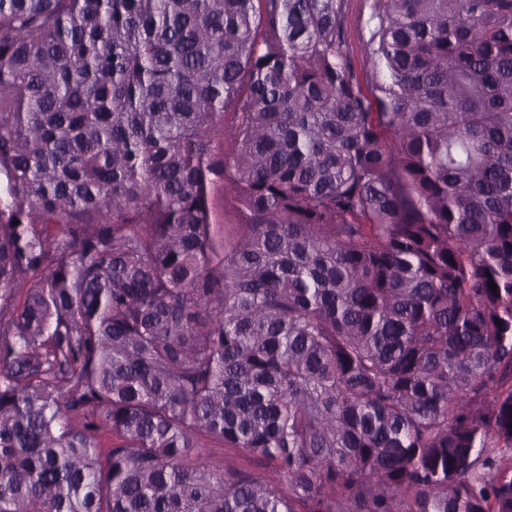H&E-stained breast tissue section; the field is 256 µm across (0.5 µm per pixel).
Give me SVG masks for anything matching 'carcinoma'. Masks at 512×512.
<instances>
[{
  "label": "carcinoma",
  "mask_w": 512,
  "mask_h": 512,
  "mask_svg": "<svg viewBox=\"0 0 512 512\" xmlns=\"http://www.w3.org/2000/svg\"><path fill=\"white\" fill-rule=\"evenodd\" d=\"M343 19L0 0V512H512V0ZM347 1L344 30L346 31L347 42L353 47L354 55L352 61L357 71L361 67H369L368 59L362 58V38L368 35L367 20L371 13L374 0H345Z\"/></svg>",
  "instance_id": "1"
}]
</instances>
